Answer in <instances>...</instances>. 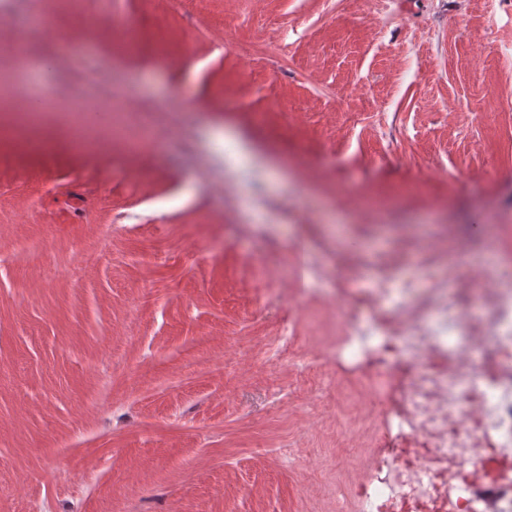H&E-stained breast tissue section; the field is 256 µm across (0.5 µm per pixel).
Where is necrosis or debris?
I'll list each match as a JSON object with an SVG mask.
<instances>
[{
	"mask_svg": "<svg viewBox=\"0 0 512 512\" xmlns=\"http://www.w3.org/2000/svg\"><path fill=\"white\" fill-rule=\"evenodd\" d=\"M471 287L426 293V268L297 247V292L331 294V358L377 400L322 397L362 447L364 478L337 476L339 512H512V259Z\"/></svg>",
	"mask_w": 512,
	"mask_h": 512,
	"instance_id": "1",
	"label": "necrosis or debris"
}]
</instances>
